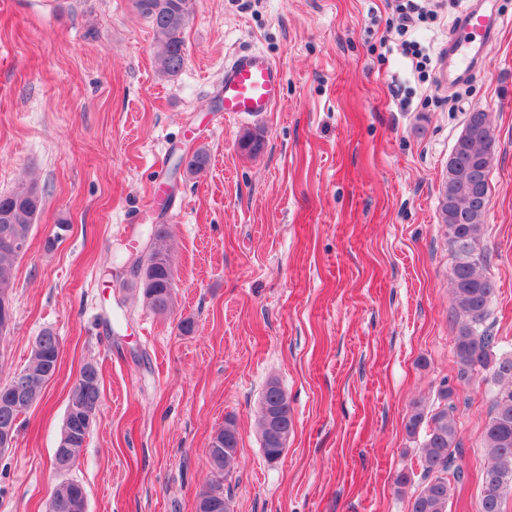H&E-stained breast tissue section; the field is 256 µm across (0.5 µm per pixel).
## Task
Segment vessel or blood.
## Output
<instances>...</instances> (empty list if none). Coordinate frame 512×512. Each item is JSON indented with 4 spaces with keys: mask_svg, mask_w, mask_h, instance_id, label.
Instances as JSON below:
<instances>
[{
    "mask_svg": "<svg viewBox=\"0 0 512 512\" xmlns=\"http://www.w3.org/2000/svg\"><path fill=\"white\" fill-rule=\"evenodd\" d=\"M499 25L497 15L472 7L459 18V31L476 32L480 41L455 39L448 46L449 58L455 59L462 74L471 73L484 53V43L490 40ZM283 73L267 54L247 50L234 54L224 65L222 87L223 109L228 113L258 115L271 112L281 100Z\"/></svg>",
    "mask_w": 512,
    "mask_h": 512,
    "instance_id": "1",
    "label": "vessel or blood"
}]
</instances>
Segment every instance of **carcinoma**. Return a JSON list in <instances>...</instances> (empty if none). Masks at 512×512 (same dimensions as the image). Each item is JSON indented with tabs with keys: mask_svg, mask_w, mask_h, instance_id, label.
Here are the masks:
<instances>
[{
	"mask_svg": "<svg viewBox=\"0 0 512 512\" xmlns=\"http://www.w3.org/2000/svg\"><path fill=\"white\" fill-rule=\"evenodd\" d=\"M132 4L153 30L158 73L164 77L177 75L185 64L183 31L194 13L195 0H132ZM263 147L260 133L247 132L241 139V149L250 155L260 153ZM495 153V131L489 114L469 113L464 134L454 143L440 189V221L447 227L454 248L448 280L458 323L457 362L462 373L483 371L485 381L498 387L484 429L487 466L477 512H503L505 496L512 491V354L500 350L498 337L486 326L495 284L484 273L487 253L479 248ZM208 165L209 155L205 148L199 147L186 168L192 174H200ZM43 197V189L34 178L0 194V295L13 292V269L28 249ZM148 240L151 246L146 272L139 285L146 306L159 315H168L174 306L175 277L167 225H154ZM59 353L60 341L53 330L45 329L35 337L29 362L19 372V387L9 383L0 386V427H18L19 417L38 400L42 387L55 375ZM88 367L86 381L72 387L69 393L64 423L73 436L66 456L54 450V466L61 473L70 470L85 446L94 423L86 412L97 411L101 406L100 373L94 364ZM452 396V391L444 387L437 393L440 405L434 407L421 399L410 404L406 431L414 436L422 429L425 438L420 447L422 482L410 497L409 512H448L455 486L463 482L464 470L457 462L461 440ZM271 414L279 423L276 438L268 433ZM257 425L264 457L270 463L278 461L293 432V417L288 396L275 379L267 383L262 394ZM215 440L218 444L208 448L214 478L200 493L197 512H230V502L224 497V480L237 458L239 438L235 425L224 423L211 436L210 441ZM84 497V486L76 480H67L47 501L45 512H72L71 504Z\"/></svg>",
	"mask_w": 512,
	"mask_h": 512,
	"instance_id": "1",
	"label": "carcinoma"
}]
</instances>
